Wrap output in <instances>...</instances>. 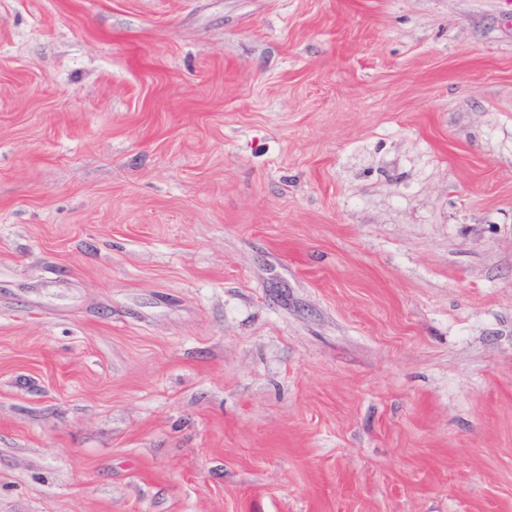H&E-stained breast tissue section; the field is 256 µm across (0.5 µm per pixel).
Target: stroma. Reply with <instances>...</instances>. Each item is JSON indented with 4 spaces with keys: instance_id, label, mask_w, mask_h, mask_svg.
Listing matches in <instances>:
<instances>
[{
    "instance_id": "obj_1",
    "label": "stroma",
    "mask_w": 512,
    "mask_h": 512,
    "mask_svg": "<svg viewBox=\"0 0 512 512\" xmlns=\"http://www.w3.org/2000/svg\"><path fill=\"white\" fill-rule=\"evenodd\" d=\"M0 512H512V0H0Z\"/></svg>"
}]
</instances>
